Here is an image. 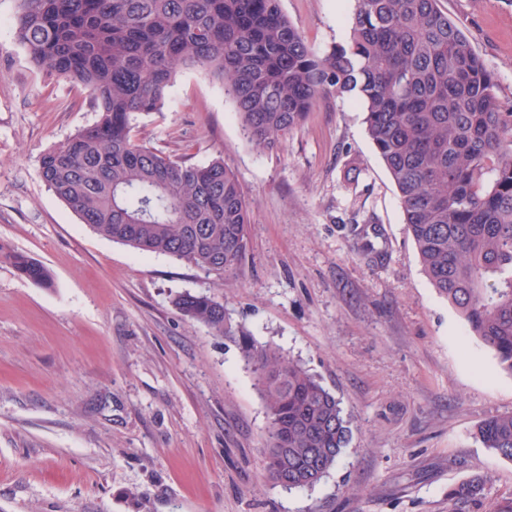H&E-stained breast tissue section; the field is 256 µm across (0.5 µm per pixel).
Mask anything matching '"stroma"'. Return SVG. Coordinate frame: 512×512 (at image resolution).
Instances as JSON below:
<instances>
[{"label": "stroma", "mask_w": 512, "mask_h": 512, "mask_svg": "<svg viewBox=\"0 0 512 512\" xmlns=\"http://www.w3.org/2000/svg\"><path fill=\"white\" fill-rule=\"evenodd\" d=\"M512 107V0H439ZM317 48L342 41L354 0H280ZM0 0V242L53 275L0 262V512H454L480 473L512 497V462L474 438L512 413V373L430 284L398 191L353 100L320 102L274 149L248 143L222 85L179 70L139 138L223 157L250 210L243 277L215 283L95 234L48 190L38 159L92 124L80 85L46 75ZM214 294L232 325L278 347L341 402L352 438L313 489L264 473L263 394L237 342L179 317ZM1 261L8 263L20 277L37 285L51 287L53 283V276L48 267L27 252L0 243Z\"/></svg>", "instance_id": "obj_1"}]
</instances>
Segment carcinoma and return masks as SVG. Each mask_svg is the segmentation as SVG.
<instances>
[{"label": "carcinoma", "mask_w": 512, "mask_h": 512, "mask_svg": "<svg viewBox=\"0 0 512 512\" xmlns=\"http://www.w3.org/2000/svg\"><path fill=\"white\" fill-rule=\"evenodd\" d=\"M16 41L49 75L82 85L99 118L39 158L40 175L96 234L188 263L220 283L244 273L249 207L220 156L173 158L138 139L177 70L223 84L249 142L271 149L325 98L364 108L368 138L399 194L404 224L438 294L512 373V112L493 73L438 0H355L345 40L311 46L279 0H16ZM49 287L51 271L0 243V262ZM176 312L237 338L264 395V470L314 488L350 439L336 396L300 363L227 322L224 303L179 293ZM476 439L512 461V414ZM478 475L448 491L485 499Z\"/></svg>", "instance_id": "cac0c4a2"}]
</instances>
